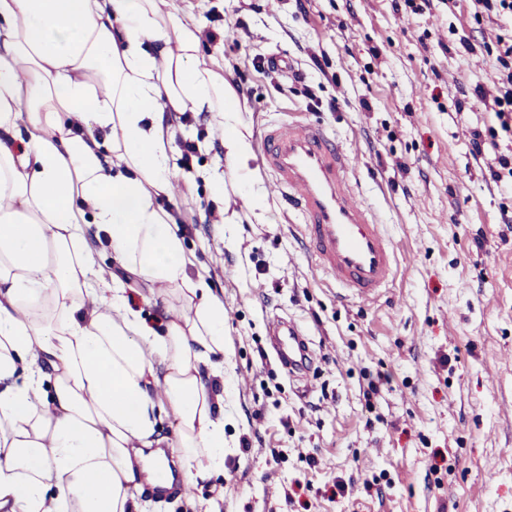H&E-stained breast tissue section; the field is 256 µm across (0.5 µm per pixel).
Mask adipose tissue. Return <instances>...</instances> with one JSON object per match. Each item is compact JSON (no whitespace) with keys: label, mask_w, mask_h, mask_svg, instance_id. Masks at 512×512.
Wrapping results in <instances>:
<instances>
[{"label":"adipose tissue","mask_w":512,"mask_h":512,"mask_svg":"<svg viewBox=\"0 0 512 512\" xmlns=\"http://www.w3.org/2000/svg\"><path fill=\"white\" fill-rule=\"evenodd\" d=\"M185 112L221 134L215 193L235 170L251 223H269L242 103L194 14L0 0V512H139L168 456L189 492L224 469V300L163 206ZM133 287L163 304L162 329Z\"/></svg>","instance_id":"1"}]
</instances>
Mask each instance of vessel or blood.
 I'll list each match as a JSON object with an SVG mask.
<instances>
[{
	"mask_svg": "<svg viewBox=\"0 0 512 512\" xmlns=\"http://www.w3.org/2000/svg\"><path fill=\"white\" fill-rule=\"evenodd\" d=\"M262 167L279 195L302 216L318 269L349 296L370 300L395 280L398 262L386 228L350 180L348 155L321 125L274 123L260 135ZM269 334L285 369L306 344L298 327L275 318Z\"/></svg>",
	"mask_w": 512,
	"mask_h": 512,
	"instance_id": "obj_1",
	"label": "vessel or blood"
}]
</instances>
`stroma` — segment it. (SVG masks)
I'll return each instance as SVG.
<instances>
[{
    "mask_svg": "<svg viewBox=\"0 0 512 512\" xmlns=\"http://www.w3.org/2000/svg\"><path fill=\"white\" fill-rule=\"evenodd\" d=\"M176 2L242 41L202 49L249 90L250 133L313 121L343 146L398 270L374 299L347 296L274 193L271 223H216L207 174L222 139L208 114L183 124L182 139L210 144L180 169L177 207L224 299V472L192 500L143 488L140 512H512V197L470 144L474 87L496 78L482 47L494 25L467 0L422 16L395 0ZM282 51L309 86L282 93L253 68L252 55ZM276 316L305 337V371L279 363Z\"/></svg>",
    "mask_w": 512,
    "mask_h": 512,
    "instance_id": "stroma-1",
    "label": "stroma"
}]
</instances>
